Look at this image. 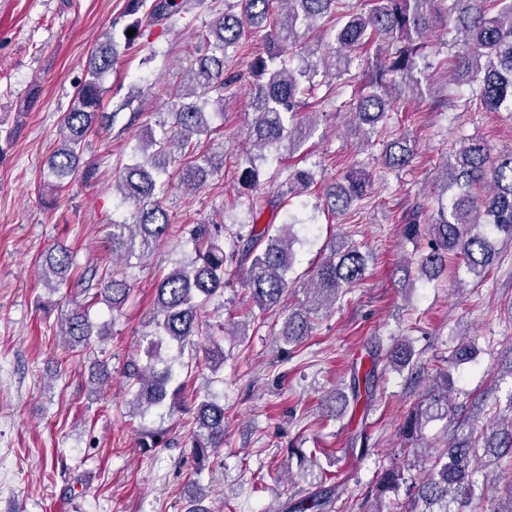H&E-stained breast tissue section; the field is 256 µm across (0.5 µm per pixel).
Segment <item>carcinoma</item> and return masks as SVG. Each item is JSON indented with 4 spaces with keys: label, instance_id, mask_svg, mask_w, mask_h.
Instances as JSON below:
<instances>
[{
    "label": "carcinoma",
    "instance_id": "obj_1",
    "mask_svg": "<svg viewBox=\"0 0 512 512\" xmlns=\"http://www.w3.org/2000/svg\"><path fill=\"white\" fill-rule=\"evenodd\" d=\"M342 0H224L218 14L200 36L189 68L188 82L169 90L166 119L158 129L148 128L133 148L131 162L124 165L114 181L120 201L133 207V222L114 221L108 237L112 257L125 262L142 257L167 236L170 216L163 205L168 185V168L175 155L187 156L181 163L179 183L186 190L200 187L208 176L224 165V151L206 147L201 136L209 135L207 106L224 108V96L237 87L238 75L231 71L228 52L246 36V27L264 32L266 49L250 63L253 78L255 118L248 138L261 151L284 147L296 151L305 137L297 122L302 110L312 105L323 74L327 79L350 75L357 53L369 44L376 45L375 59L368 66L366 79L360 82L353 98L341 102L352 116V127L359 135L377 132L382 121L401 96L422 95L420 62L429 56L424 35L442 24L450 42L457 48L451 72L457 87H468L486 110L512 112V0H374L367 12L339 11ZM180 0H127L125 15L133 20L122 28L124 46L151 45L152 27L180 17ZM324 21L331 24L335 47L327 53L309 44L308 31ZM135 33L127 36V30ZM117 41L114 29L103 34L91 53L86 77L75 104L64 113L60 145L47 160V177L56 179L54 189L64 188L62 179L82 173L85 181L94 179V169L81 164L83 144L103 119L102 81L116 61ZM416 155L414 142L402 135L383 149L384 165L391 170L410 166ZM444 189L449 191L427 223V250L420 253L416 265L421 276L434 278L448 269V261L461 260L468 273L483 277L494 256L491 235L512 239V153L490 158V148L480 140H471L448 158L442 169ZM310 169L288 173L276 198L254 194L245 202L251 223L239 225L236 241L224 249L222 224H198L192 230L196 256L176 263L157 284L155 313L151 330L144 335L141 352L144 360L133 359L125 369L132 391L133 414L146 416L173 412L179 388H171L173 365L185 351L196 350L197 339L206 336L215 343L205 349V361L224 360L216 345V334L224 326L206 319L205 308L224 288L242 277L259 315L278 309L288 293V272L294 261L293 245L298 241L294 228L298 219L284 221L278 227L260 225L268 206L276 200L299 197L313 183ZM489 187V194L478 196L474 190ZM367 175L347 171L326 191L331 212H345L367 194ZM42 275L50 288L65 284L74 267L70 251L53 246L43 254ZM366 271V255L347 241L334 245L330 255L315 270L312 282L317 294L332 303ZM77 285L83 294H92L90 303L102 301L111 311L120 310L131 294L125 272L120 269L98 276L80 274ZM311 332L307 313L288 315L278 336L285 343L299 344ZM63 334L73 348H89L109 335L108 324L91 319L89 311L78 306L65 320ZM475 342L467 337L449 350L448 369L442 372L444 387L429 391L407 416L403 436L420 443L409 449L411 457L386 470L375 484L377 506L383 497L400 486L408 487L405 512H478L474 501L481 500L483 487L475 476L489 467L512 460V415L494 417L477 425L484 407L474 408L473 422L454 421L448 397L450 368L470 361ZM390 360L404 368L412 354L404 343L389 350ZM110 372L104 360L93 364L91 384L100 390L108 384ZM447 419L448 447L438 451L421 445L423 428L434 419ZM196 429L192 437V455L196 472L209 467V458L224 447V404L206 397L197 404ZM167 444V429L146 432L142 447ZM335 487H323L309 498L294 504V512H326Z\"/></svg>",
    "mask_w": 512,
    "mask_h": 512
}]
</instances>
